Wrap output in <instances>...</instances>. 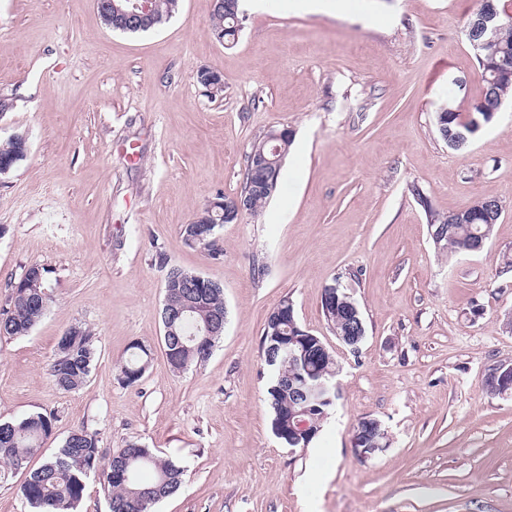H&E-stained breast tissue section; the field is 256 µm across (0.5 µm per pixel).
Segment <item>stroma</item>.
Segmentation results:
<instances>
[{
    "label": "stroma",
    "instance_id": "1",
    "mask_svg": "<svg viewBox=\"0 0 512 512\" xmlns=\"http://www.w3.org/2000/svg\"><path fill=\"white\" fill-rule=\"evenodd\" d=\"M346 2L328 16L247 0L225 44L213 0H180L140 34L107 28L94 0H0V140H28L0 176V310L31 264L48 268L50 295L29 335L0 338V420L57 416L41 454L0 483V512H25L29 471L83 426L104 453L135 441L184 467L156 512H512V396L485 385L512 360V106L460 150L435 126L448 99L480 93L465 35L478 0ZM202 68L223 74L222 96L197 84ZM283 127L278 194L224 225L221 260L188 246L184 225L238 195L253 144ZM488 196L502 212L483 251L434 243L428 211ZM172 266L219 282L226 309L212 356L181 373L162 344ZM334 284L362 313L358 351L323 315ZM285 299L340 366L323 430L295 451L272 431L262 350ZM75 325L98 355L63 393L48 368ZM133 342L151 360L128 387ZM365 416L390 446L363 462L351 430Z\"/></svg>",
    "mask_w": 512,
    "mask_h": 512
}]
</instances>
